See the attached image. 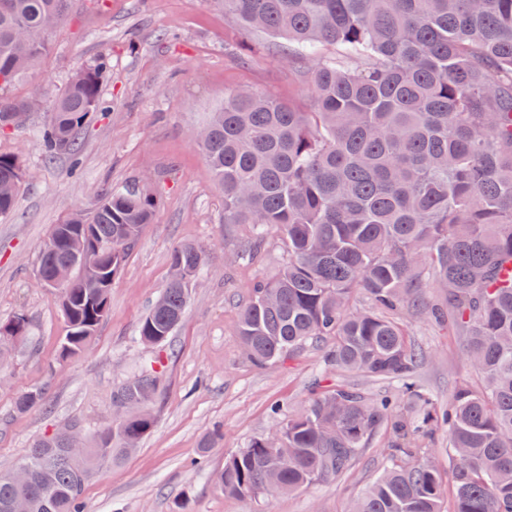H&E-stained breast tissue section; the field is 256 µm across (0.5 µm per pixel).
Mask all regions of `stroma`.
I'll use <instances>...</instances> for the list:
<instances>
[{
    "mask_svg": "<svg viewBox=\"0 0 512 512\" xmlns=\"http://www.w3.org/2000/svg\"><path fill=\"white\" fill-rule=\"evenodd\" d=\"M48 40L50 52L6 90L39 98L40 110L0 134V154L22 165L14 209L0 217V320L23 314L30 323L28 337L0 366V466L68 424L80 425L83 443H92L112 422L113 390L156 362L153 428L133 454L85 484V512H351L389 452L386 434L374 436L335 479L270 501L225 495L219 482L226 458L275 432L285 413L336 382L367 396L392 389L336 371L325 361V343L256 366L238 336L241 305L257 279L277 274L283 253L272 233L263 265L238 259L245 228L225 223L222 191L195 136L240 87L312 111L306 70L283 61V40L244 28L216 0H69ZM100 59L107 63L104 114L81 130L78 159L47 156L37 132L55 98L73 71ZM134 181L158 198L153 222L114 279L109 313L88 348L60 360L61 302L34 278L39 248L53 225ZM185 243L207 247L206 268L173 335L159 346L143 344L140 322L169 281L172 250ZM403 323L421 354V385L447 406L458 382L474 377L462 340L429 320ZM37 387L46 392L43 405L14 413L15 399Z\"/></svg>",
    "mask_w": 512,
    "mask_h": 512,
    "instance_id": "35a3bbf8",
    "label": "stroma"
}]
</instances>
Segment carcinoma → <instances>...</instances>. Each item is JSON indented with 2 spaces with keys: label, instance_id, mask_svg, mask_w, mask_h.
<instances>
[{
  "label": "carcinoma",
  "instance_id": "carcinoma-1",
  "mask_svg": "<svg viewBox=\"0 0 512 512\" xmlns=\"http://www.w3.org/2000/svg\"><path fill=\"white\" fill-rule=\"evenodd\" d=\"M245 27L287 40L292 64L309 65L314 110L247 88L224 96L197 145L224 192V223L249 227V252L276 233L279 273L252 289L238 320L247 358L272 366L303 345L332 340L327 362L388 379L374 400L338 385L224 461V493L270 500L328 481L378 431L392 453L351 512H445L441 469L409 461L415 437L448 427L452 512H512V0H217ZM68 0H0V91L48 52V24ZM103 65L76 71L42 130L51 154L78 152V134L100 111ZM35 97L0 94V132L31 113ZM22 180L17 157L0 155V212ZM156 198L133 184L56 224L36 275L69 270L60 294V357L80 355L106 318L112 281L151 222ZM79 224L78 232L69 230ZM206 254L181 244L171 278L140 323L162 345L185 313ZM433 283L448 304L430 306ZM448 321L464 341L482 388L462 384L439 411L417 383L418 353L391 313ZM28 333L0 322V363ZM150 374L122 384L112 407L128 414L97 433L79 456L53 434L0 468V512H84L81 493L102 467L135 449L152 426ZM21 394L14 409L44 401ZM419 405L416 414L401 399Z\"/></svg>",
  "mask_w": 512,
  "mask_h": 512
}]
</instances>
